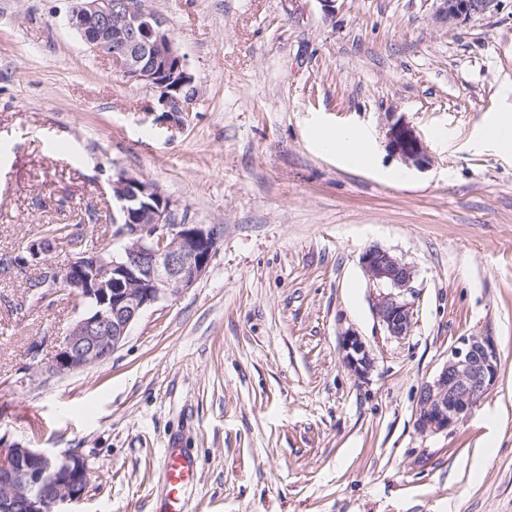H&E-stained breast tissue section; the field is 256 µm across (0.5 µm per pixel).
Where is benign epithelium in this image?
I'll list each match as a JSON object with an SVG mask.
<instances>
[{
	"label": "benign epithelium",
	"instance_id": "7a95c632",
	"mask_svg": "<svg viewBox=\"0 0 512 512\" xmlns=\"http://www.w3.org/2000/svg\"><path fill=\"white\" fill-rule=\"evenodd\" d=\"M433 20L442 27L496 9L498 0H434ZM66 25L88 49L107 58L123 80L152 93L154 111L174 125L196 108L200 90L187 57L165 18L140 0H73ZM387 147L408 166L429 158L413 127L397 118L389 124ZM115 240L108 248L73 251L63 264L42 262L41 281L63 288L83 306L40 373L63 376L112 356L132 325L151 306L193 287L207 272L218 239L214 228L177 220L174 204L156 183L118 173L109 183ZM369 281L389 288L373 301L376 321L395 338L410 334L411 305L403 299L414 269L389 251L370 247L362 255ZM342 364L364 380L374 358L353 329L341 335ZM499 358L490 336L463 337L448 360L420 391L415 416L422 434L455 429L497 384ZM91 481L86 460L76 452L50 454L0 437V512H66L83 500Z\"/></svg>",
	"mask_w": 512,
	"mask_h": 512
}]
</instances>
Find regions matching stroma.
Segmentation results:
<instances>
[{
  "label": "stroma",
  "mask_w": 512,
  "mask_h": 512,
  "mask_svg": "<svg viewBox=\"0 0 512 512\" xmlns=\"http://www.w3.org/2000/svg\"><path fill=\"white\" fill-rule=\"evenodd\" d=\"M201 97L182 126L151 113L64 23L69 0H0V257L47 224L112 235L109 181L157 183L178 219L215 227L193 287L148 308L105 362L39 373L77 317L31 300L37 266L0 264V437L77 452L75 512H152L177 447L185 512H512V0L448 30L433 0H147ZM430 163L387 148L392 116ZM368 132L372 160L319 148ZM410 264L409 336H388L361 266ZM357 331L368 379L343 366ZM494 337L500 376L446 433H418L422 386L460 337ZM484 136L499 146L512 147V117L490 125L484 132ZM342 364L358 380L368 377L374 368V358L361 336L352 329L341 335Z\"/></svg>",
  "instance_id": "obj_1"
}]
</instances>
